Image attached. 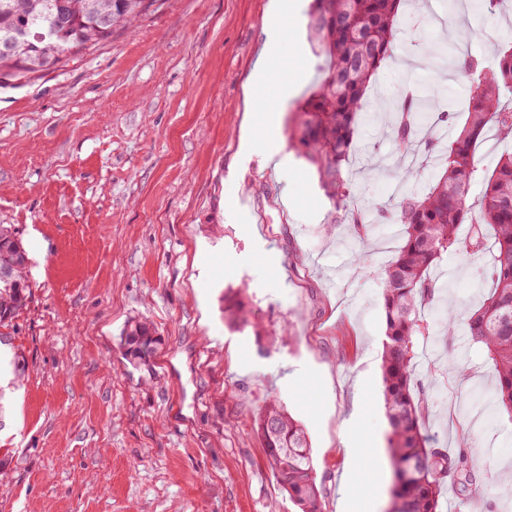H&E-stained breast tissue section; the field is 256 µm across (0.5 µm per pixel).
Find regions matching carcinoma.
Instances as JSON below:
<instances>
[{"mask_svg": "<svg viewBox=\"0 0 512 512\" xmlns=\"http://www.w3.org/2000/svg\"><path fill=\"white\" fill-rule=\"evenodd\" d=\"M0 0V38L20 28L30 32L12 57L23 67L5 64L0 74L26 78L59 64L58 48L79 56L131 26L154 0ZM403 0H313L309 12L311 40L324 57L318 89L305 102L294 125L296 142L316 166L321 186L334 207L344 212L350 235L365 239L372 230L368 215L351 204L346 166L355 152L356 123L365 94L381 63L393 52ZM67 13L57 21L59 8ZM112 14V31L98 28L97 16ZM508 45H494L495 63L467 54L457 71L472 84L466 118L453 127L447 145L439 150L441 175L423 192L406 191L385 212L398 225L400 247L382 266V307L385 338L381 353L384 405L389 421V452L393 461V496L398 512H442L448 479L462 474L476 482L479 471L467 453L448 454L430 445L426 434L428 405L416 376L415 337L428 332L421 317L435 296L433 270L449 251L475 257L491 247L493 261L484 270L489 283L481 303L460 318L444 317L440 336L451 341L463 334L481 345L492 363L496 384L494 405L512 415V153L493 168L480 169L477 144L493 131L512 141V104L502 92L512 91V36ZM420 102L402 98L392 137L399 155V178L404 185L418 175L416 165L402 159L419 144L431 153L433 142L418 135L413 114ZM482 189L470 200L476 177ZM28 253L10 224H0V267H13L14 276L0 281V327L7 328L30 298L26 268ZM224 320L232 327L253 330L258 345L269 332L254 320L247 289L224 295ZM125 356L133 365L145 363L147 346L158 338L149 324L129 322L121 333ZM251 428L266 450L269 466L281 489L300 512H322L323 486L317 481L312 446L304 425L279 400L268 398L252 418Z\"/></svg>", "mask_w": 512, "mask_h": 512, "instance_id": "cac0c4a2", "label": "carcinoma"}]
</instances>
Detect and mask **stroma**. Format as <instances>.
<instances>
[{
  "label": "stroma",
  "instance_id": "1",
  "mask_svg": "<svg viewBox=\"0 0 512 512\" xmlns=\"http://www.w3.org/2000/svg\"><path fill=\"white\" fill-rule=\"evenodd\" d=\"M300 2L297 24L281 23L292 61L264 88L279 104L275 124L256 125L248 157L246 85L268 0H156L79 58L27 80L0 77V224L16 227L31 258V297L7 330L26 371L0 429V512H298L249 425L270 396L310 436L323 512H388L380 268L396 227L376 224L364 246L345 224L327 232L334 205L291 137L322 63L312 0ZM401 20L350 166L353 197L371 214L400 184L379 112L396 109L410 84L464 121L473 87L456 73V52L500 41L512 5L404 0ZM273 135L288 167L263 160ZM487 263L443 255L429 333L415 342L430 435L452 453L467 438L486 478L478 490L448 487L444 512H512V416L492 405L493 366L465 337L438 335L449 306L480 300ZM242 287L276 333L265 347L224 320L225 292ZM131 320L160 339L145 368L120 347ZM456 360L467 377L450 370Z\"/></svg>",
  "mask_w": 512,
  "mask_h": 512
}]
</instances>
